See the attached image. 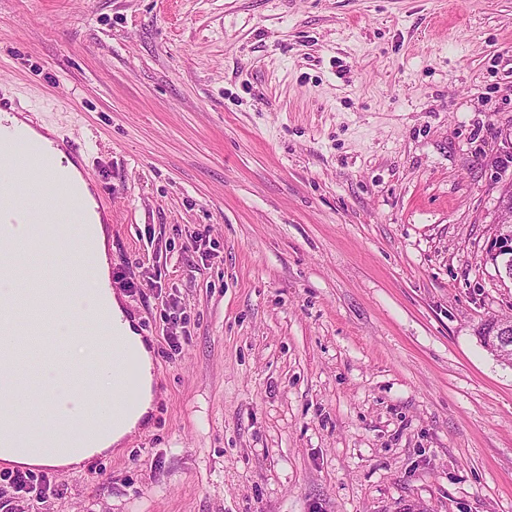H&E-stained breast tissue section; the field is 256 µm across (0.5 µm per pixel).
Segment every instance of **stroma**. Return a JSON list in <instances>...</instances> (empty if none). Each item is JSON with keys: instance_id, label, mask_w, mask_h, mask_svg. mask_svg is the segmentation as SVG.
I'll use <instances>...</instances> for the list:
<instances>
[{"instance_id": "1", "label": "stroma", "mask_w": 512, "mask_h": 512, "mask_svg": "<svg viewBox=\"0 0 512 512\" xmlns=\"http://www.w3.org/2000/svg\"><path fill=\"white\" fill-rule=\"evenodd\" d=\"M0 87L82 143L160 378L0 512H512V0H0ZM511 189L499 201V214L495 225V235L490 243V252L495 258L501 257V263L496 261V268L501 275L512 280V194Z\"/></svg>"}]
</instances>
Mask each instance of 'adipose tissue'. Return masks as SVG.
<instances>
[{
    "label": "adipose tissue",
    "mask_w": 512,
    "mask_h": 512,
    "mask_svg": "<svg viewBox=\"0 0 512 512\" xmlns=\"http://www.w3.org/2000/svg\"><path fill=\"white\" fill-rule=\"evenodd\" d=\"M13 128L27 132L29 149L49 147V163L61 172L67 186L82 195L85 207L80 222L70 225L61 237L67 247L79 250L81 261L68 268L74 285L63 289L52 316L54 336L51 348L43 353L39 387L23 388L20 375L0 370V397L8 399L7 412L0 413V429H8L13 440L12 449H0V460L29 467L78 466L91 453L121 445L132 430L148 423L153 403L152 358L110 286L107 230L78 165L53 146V129H37L32 117L0 115V129ZM116 332L137 353L138 399L127 412L116 414L106 407L92 413L85 407L78 373L62 372L57 363L63 360L81 369L93 368L95 386L103 388L110 379L104 354L111 351Z\"/></svg>",
    "instance_id": "ef3b65f1"
}]
</instances>
